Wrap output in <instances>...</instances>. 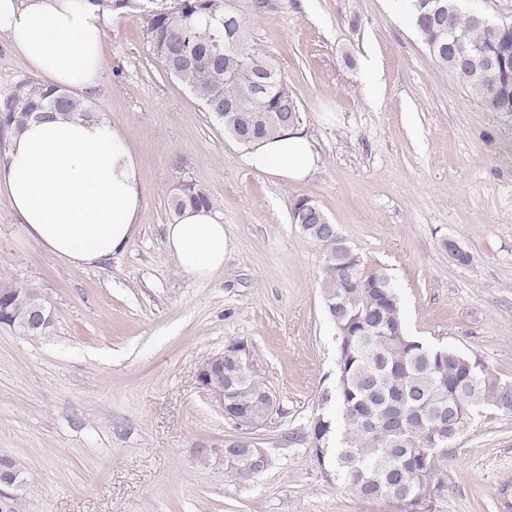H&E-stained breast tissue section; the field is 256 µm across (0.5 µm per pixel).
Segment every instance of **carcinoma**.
<instances>
[{
  "mask_svg": "<svg viewBox=\"0 0 512 512\" xmlns=\"http://www.w3.org/2000/svg\"><path fill=\"white\" fill-rule=\"evenodd\" d=\"M226 0H148L146 39L164 72L202 101L224 134L248 149L284 130L258 117L274 113L302 121L293 91L265 57L247 50L248 25L233 48L217 57L205 52L224 41ZM456 0H401L406 17L431 61L448 70L492 112L512 110V22L496 31L471 26ZM472 49L480 60L462 66L450 47ZM497 68L488 73L481 58ZM268 89L251 99L254 82ZM46 112L63 117L94 118L93 108L67 89H46L22 80L0 94V155L6 134L23 129ZM187 207L218 208V200L190 178L179 181L168 209L176 217ZM291 219L304 224L302 234L323 250L320 288L325 310L338 339L336 384L319 394L310 420V439L319 442L318 463L340 488L363 499H403L406 508L420 503L422 485L447 489L445 448L463 430L474 409L512 410L506 385L478 356L448 347L429 346L406 333L403 306L392 278L380 267H368L338 231L325 232L329 221L310 198L293 202ZM26 286L0 287V323H13L12 300ZM240 359L224 379L227 421L267 418L262 403L270 389L243 365L246 345L234 344Z\"/></svg>",
  "mask_w": 512,
  "mask_h": 512,
  "instance_id": "1",
  "label": "carcinoma"
}]
</instances>
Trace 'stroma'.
Instances as JSON below:
<instances>
[{"instance_id": "35a3bbf8", "label": "stroma", "mask_w": 512, "mask_h": 512, "mask_svg": "<svg viewBox=\"0 0 512 512\" xmlns=\"http://www.w3.org/2000/svg\"><path fill=\"white\" fill-rule=\"evenodd\" d=\"M234 3L250 49L295 92L318 168L292 182L248 167L164 73L146 11H113L88 99L128 133L145 193L139 232L105 262L72 266L26 238L0 199V285L38 288L52 312L35 340L0 327V455L32 483L21 512H401L339 488L312 456L309 419L334 384L337 339L322 251L291 220L298 197L392 277L409 335L512 380V112L487 110L435 66L397 0ZM187 176L218 199L228 239L223 271L204 281L166 246L168 197ZM448 238L469 264L449 257ZM240 340L279 405L255 435L271 463L248 480L195 458L235 434L198 389V365ZM444 468L446 491L412 512H512V411L476 415Z\"/></svg>"}]
</instances>
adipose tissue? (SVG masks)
<instances>
[{
  "instance_id": "adipose-tissue-1",
  "label": "adipose tissue",
  "mask_w": 512,
  "mask_h": 512,
  "mask_svg": "<svg viewBox=\"0 0 512 512\" xmlns=\"http://www.w3.org/2000/svg\"><path fill=\"white\" fill-rule=\"evenodd\" d=\"M109 20L77 0H0V35L51 87L93 90L102 82ZM247 165L308 178L318 155L299 128L250 150ZM0 196L26 237L74 266H93L134 237L144 192L126 131L79 117L29 123L0 159ZM170 255L207 279L224 268L228 243L215 212L185 210L166 227Z\"/></svg>"
}]
</instances>
